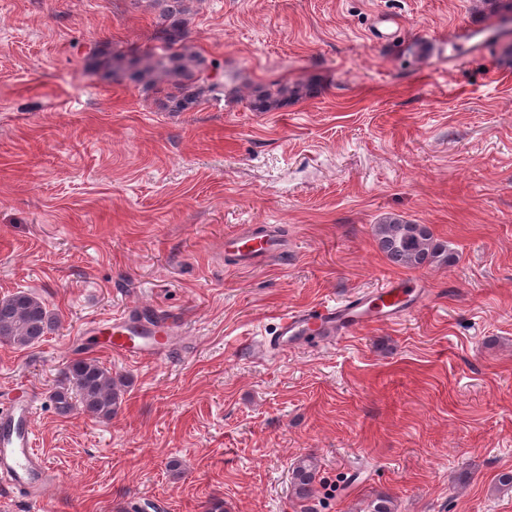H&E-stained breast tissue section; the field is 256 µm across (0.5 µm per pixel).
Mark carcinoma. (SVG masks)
<instances>
[{"instance_id": "1", "label": "carcinoma", "mask_w": 512, "mask_h": 512, "mask_svg": "<svg viewBox=\"0 0 512 512\" xmlns=\"http://www.w3.org/2000/svg\"><path fill=\"white\" fill-rule=\"evenodd\" d=\"M192 0H151L159 7V19L152 40L159 43L160 52H145L136 56L140 66L131 79L145 89L163 95L162 106L170 112H191L203 101L224 92V81L212 80L209 69L220 68L214 60H207L188 44L190 37L188 15ZM130 59V56L112 53L95 46L88 63L111 72ZM307 94L301 86L277 84L259 86L249 95L248 105L254 112H273L288 105V101ZM378 247L393 264L418 268L436 262H446L448 245L436 241L424 224H410L389 218L376 226ZM57 317L38 297L18 291L0 299V341L18 348L39 343L53 331ZM125 393V383L95 358H75L61 371L51 399L56 410L68 414L75 409L101 420H109L118 411ZM317 465L310 457L299 459L292 469L293 494L306 502L312 496Z\"/></svg>"}]
</instances>
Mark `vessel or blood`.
<instances>
[{
	"instance_id": "1",
	"label": "vessel or blood",
	"mask_w": 512,
	"mask_h": 512,
	"mask_svg": "<svg viewBox=\"0 0 512 512\" xmlns=\"http://www.w3.org/2000/svg\"><path fill=\"white\" fill-rule=\"evenodd\" d=\"M280 247L279 235L271 226L261 232L240 231L224 238L225 253L241 267L254 266ZM428 295L425 283L394 280L373 295L360 291L341 301L292 311L280 317L265 346L280 354L316 336L333 340L352 335L372 322L394 323ZM87 329L106 337L113 354L129 360L157 359L173 344L174 321L161 317L149 323L137 313L128 312L105 323H90ZM31 416V407L22 402L0 408V483L7 489L23 491L38 512H45L52 478L34 446Z\"/></svg>"
}]
</instances>
